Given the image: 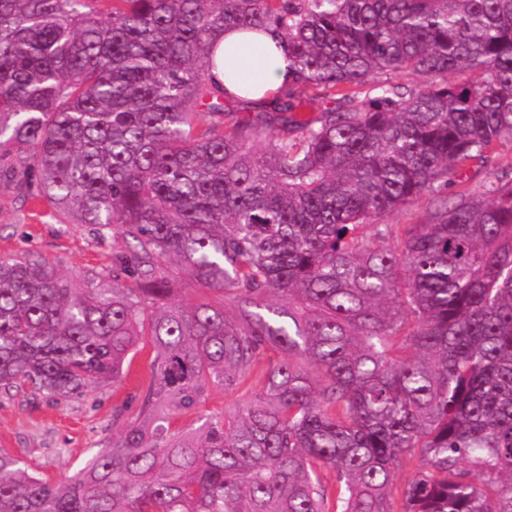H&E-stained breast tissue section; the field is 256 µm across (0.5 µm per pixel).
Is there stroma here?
<instances>
[{"label": "stroma", "mask_w": 512, "mask_h": 512, "mask_svg": "<svg viewBox=\"0 0 512 512\" xmlns=\"http://www.w3.org/2000/svg\"><path fill=\"white\" fill-rule=\"evenodd\" d=\"M510 170L512 140H504L494 147L487 163L467 169L464 187L472 196H481L489 181ZM121 243L115 232L102 241L93 239L86 228L63 222L46 202L22 200L13 182L0 180V256L26 251L58 264L75 278L89 268L109 270ZM160 270L172 288V301L206 302L234 315L232 294L199 288L176 262L161 261ZM151 356L150 344H141L124 387L92 385L81 396L59 404L23 392L0 393V449L22 458L33 472L47 478L62 481L73 476L111 441L112 411L127 392L147 383ZM266 370V364H259L240 389L212 390L196 410L178 419V426L195 431L203 417L244 403L261 391Z\"/></svg>", "instance_id": "stroma-1"}]
</instances>
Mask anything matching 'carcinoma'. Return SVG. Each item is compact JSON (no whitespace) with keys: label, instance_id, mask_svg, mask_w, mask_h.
<instances>
[{"label":"carcinoma","instance_id":"cac0c4a2","mask_svg":"<svg viewBox=\"0 0 512 512\" xmlns=\"http://www.w3.org/2000/svg\"><path fill=\"white\" fill-rule=\"evenodd\" d=\"M230 26L277 32L293 71L261 150L210 73ZM504 138L512 0H0V177L132 245L112 287L0 256V390L68 400L153 349L70 480L0 449V512H512V178L442 194ZM425 193L429 222L378 223ZM165 258L236 318L169 301ZM269 349L260 393L173 427ZM421 464V460L418 455H415L412 458H406L405 460L398 463L394 472V479L392 484V493L395 499L396 505H398L397 500L401 497V492L404 488V484L408 476L415 471L419 465Z\"/></svg>","mask_w":512,"mask_h":512}]
</instances>
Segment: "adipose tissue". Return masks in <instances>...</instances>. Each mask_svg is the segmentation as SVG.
<instances>
[{
  "instance_id": "1",
  "label": "adipose tissue",
  "mask_w": 512,
  "mask_h": 512,
  "mask_svg": "<svg viewBox=\"0 0 512 512\" xmlns=\"http://www.w3.org/2000/svg\"><path fill=\"white\" fill-rule=\"evenodd\" d=\"M288 55L268 32L225 29L211 74L228 94L260 100L288 83Z\"/></svg>"
}]
</instances>
